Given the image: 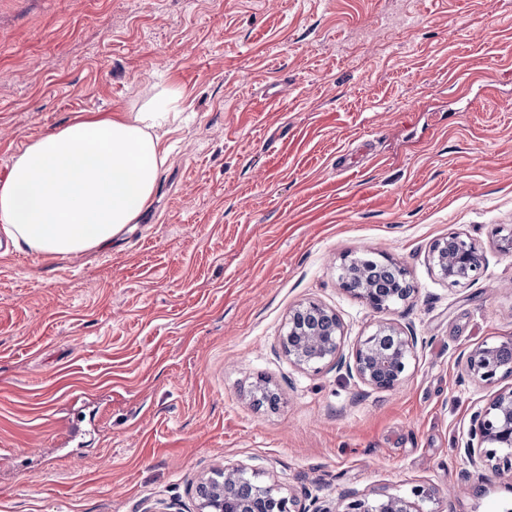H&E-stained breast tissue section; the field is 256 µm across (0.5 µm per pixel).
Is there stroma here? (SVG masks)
<instances>
[{
  "mask_svg": "<svg viewBox=\"0 0 512 512\" xmlns=\"http://www.w3.org/2000/svg\"><path fill=\"white\" fill-rule=\"evenodd\" d=\"M170 86L184 119L136 224L75 256L0 252V512H196L224 464L324 506L421 486L424 512H512V477L457 452L512 388L462 369L512 338V0H0V178ZM451 232L481 247L478 281L430 265ZM362 257L400 262L413 297L344 290ZM307 301L347 355L413 327L404 381L296 366L280 338Z\"/></svg>",
  "mask_w": 512,
  "mask_h": 512,
  "instance_id": "35a3bbf8",
  "label": "stroma"
}]
</instances>
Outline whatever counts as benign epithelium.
Returning a JSON list of instances; mask_svg holds the SVG:
<instances>
[{
  "instance_id": "1",
  "label": "benign epithelium",
  "mask_w": 512,
  "mask_h": 512,
  "mask_svg": "<svg viewBox=\"0 0 512 512\" xmlns=\"http://www.w3.org/2000/svg\"><path fill=\"white\" fill-rule=\"evenodd\" d=\"M475 254V243L453 232L434 244L431 260L441 278L458 285L482 276L483 260L475 259ZM344 285L370 308H389L388 299L363 280L360 261L354 259L346 265ZM343 339V325L337 313L309 301L289 312L280 342L290 360L302 369L320 371L332 364L377 389H393L403 382L417 345V336L408 327L391 322L378 323L357 342L348 357L342 352ZM500 345L512 346V339L498 345L485 343L464 354L466 374L486 385L512 377V370L497 361ZM462 451L474 469L490 466L498 473H512V389L499 393L473 414ZM242 482L253 485L254 498L238 496ZM195 492L197 512H423L420 502L431 497L423 487L415 489L411 499L389 496L370 501L346 492L329 509L317 505V500L307 494L299 496L274 485H263L249 478L241 466H226L199 477Z\"/></svg>"
}]
</instances>
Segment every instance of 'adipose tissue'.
Here are the masks:
<instances>
[{
	"label": "adipose tissue",
	"mask_w": 512,
	"mask_h": 512,
	"mask_svg": "<svg viewBox=\"0 0 512 512\" xmlns=\"http://www.w3.org/2000/svg\"><path fill=\"white\" fill-rule=\"evenodd\" d=\"M181 97L164 89L138 111L77 121L30 143L0 179V227L40 255L107 246L154 195L168 157L161 134Z\"/></svg>",
	"instance_id": "ef3b65f1"
}]
</instances>
